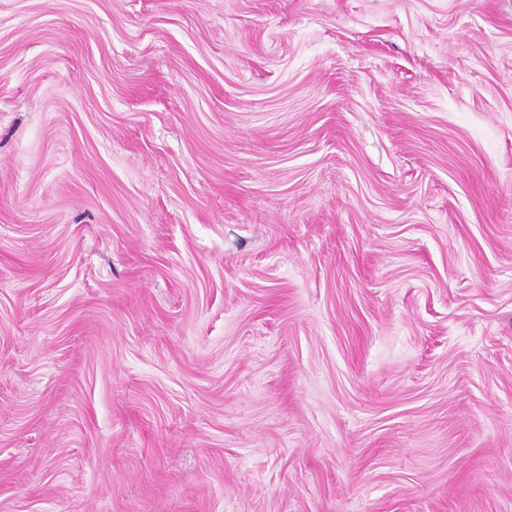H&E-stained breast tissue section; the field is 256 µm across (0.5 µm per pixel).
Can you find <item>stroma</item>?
<instances>
[{"instance_id":"1","label":"stroma","mask_w":512,"mask_h":512,"mask_svg":"<svg viewBox=\"0 0 512 512\" xmlns=\"http://www.w3.org/2000/svg\"><path fill=\"white\" fill-rule=\"evenodd\" d=\"M0 512H512V0H0Z\"/></svg>"}]
</instances>
